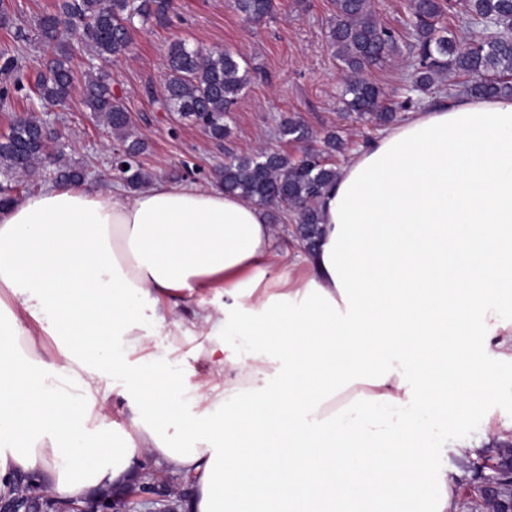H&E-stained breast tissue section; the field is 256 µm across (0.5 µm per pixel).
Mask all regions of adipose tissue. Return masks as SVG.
<instances>
[{
  "instance_id": "1",
  "label": "adipose tissue",
  "mask_w": 512,
  "mask_h": 512,
  "mask_svg": "<svg viewBox=\"0 0 512 512\" xmlns=\"http://www.w3.org/2000/svg\"><path fill=\"white\" fill-rule=\"evenodd\" d=\"M318 210L291 261L264 206L212 184H54L0 208V492L28 476L82 500L150 461L190 485L184 512H455L447 429L512 365V98L412 113ZM162 332L203 370L129 367L149 414L107 429L113 337L142 352ZM46 336L52 386L29 357ZM187 397L206 407L189 421Z\"/></svg>"
}]
</instances>
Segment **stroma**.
Here are the masks:
<instances>
[{"mask_svg":"<svg viewBox=\"0 0 512 512\" xmlns=\"http://www.w3.org/2000/svg\"><path fill=\"white\" fill-rule=\"evenodd\" d=\"M332 0H275L273 19L259 24L245 22L234 0H173L166 25L138 26L134 45L112 62V86L122 94L138 134L148 148L142 156L156 179L185 182L194 170L195 182L210 183L211 173L226 156L251 155L258 149H274L299 156L297 142L279 133L283 118L293 116L323 138L337 132L344 148L334 153V165L347 162L355 151L381 136V129L355 121L341 101L345 73L326 45L325 31L333 13ZM181 39L193 46L223 48L249 63V84L224 123L228 133L216 142L198 127L163 112L144 92L146 85L162 88L166 54L171 41ZM26 63L19 74L23 89L8 110L0 109V135L8 133L13 113L37 106L31 96L37 75L45 70L47 57L33 44H25ZM62 133L65 159L84 170L87 182L109 190L101 175L108 167L114 139L107 128L92 118L79 92H72L63 108L50 115ZM191 342L180 336L154 337L151 350L168 375L181 376L194 360ZM509 383L496 404L470 412L449 427L445 459L457 469V512H485L471 488L483 481L473 457L462 453L461 443L479 445L495 454L499 442L512 441V369Z\"/></svg>","mask_w":512,"mask_h":512,"instance_id":"obj_1","label":"stroma"}]
</instances>
